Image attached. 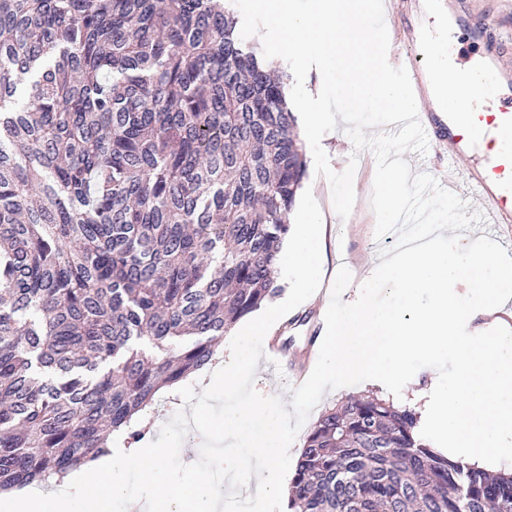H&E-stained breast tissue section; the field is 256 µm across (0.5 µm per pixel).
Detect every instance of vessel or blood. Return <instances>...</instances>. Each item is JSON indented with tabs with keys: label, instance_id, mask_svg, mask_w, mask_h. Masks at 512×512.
<instances>
[{
	"label": "vessel or blood",
	"instance_id": "b4317fda",
	"mask_svg": "<svg viewBox=\"0 0 512 512\" xmlns=\"http://www.w3.org/2000/svg\"><path fill=\"white\" fill-rule=\"evenodd\" d=\"M465 39L476 52L475 69L498 89L491 107H468L462 112H441L435 105L433 75L438 58L427 37L413 35L410 51L398 58L409 72L419 120L430 142L447 145L448 161L457 167L446 189L477 200L489 223L512 226V40L500 34L493 19L473 23Z\"/></svg>",
	"mask_w": 512,
	"mask_h": 512
}]
</instances>
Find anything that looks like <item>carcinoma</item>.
I'll list each match as a JSON object with an SVG mask.
<instances>
[{
    "instance_id": "obj_1",
    "label": "carcinoma",
    "mask_w": 512,
    "mask_h": 512,
    "mask_svg": "<svg viewBox=\"0 0 512 512\" xmlns=\"http://www.w3.org/2000/svg\"><path fill=\"white\" fill-rule=\"evenodd\" d=\"M221 0H0V492L146 432L158 391L277 297L305 175L285 87ZM349 396L288 512H512L490 474Z\"/></svg>"
}]
</instances>
